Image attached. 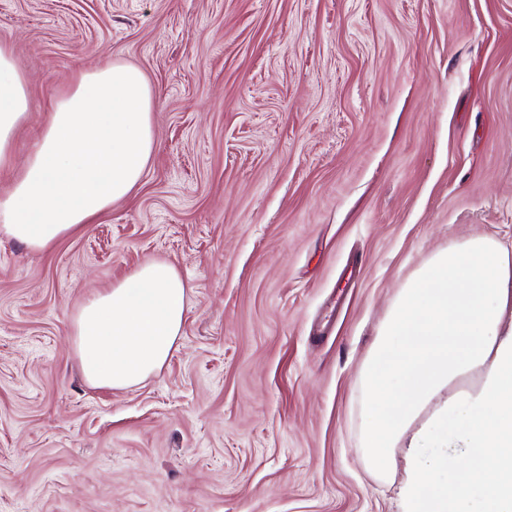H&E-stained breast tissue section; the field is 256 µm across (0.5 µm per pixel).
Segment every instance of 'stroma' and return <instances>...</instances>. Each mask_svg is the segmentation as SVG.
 I'll use <instances>...</instances> for the list:
<instances>
[{"instance_id": "35a3bbf8", "label": "stroma", "mask_w": 512, "mask_h": 512, "mask_svg": "<svg viewBox=\"0 0 512 512\" xmlns=\"http://www.w3.org/2000/svg\"><path fill=\"white\" fill-rule=\"evenodd\" d=\"M36 147L74 71L154 95L130 197L35 252L0 240V512H406L429 448L361 446V368L400 288L512 247V0H0ZM172 262L183 334L129 391L69 340L95 289Z\"/></svg>"}]
</instances>
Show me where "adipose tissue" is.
I'll use <instances>...</instances> for the list:
<instances>
[{"mask_svg": "<svg viewBox=\"0 0 512 512\" xmlns=\"http://www.w3.org/2000/svg\"><path fill=\"white\" fill-rule=\"evenodd\" d=\"M155 99L145 73L113 60L73 76L38 147L0 194V238L42 252L98 222L143 179ZM30 100L0 41V169ZM189 286L150 260L95 291L72 320L81 374L132 389L157 374L182 334ZM363 446L385 470L392 448L435 444L413 464L407 512H512V250L489 237L450 244L409 279L362 369ZM462 446L466 456H448Z\"/></svg>", "mask_w": 512, "mask_h": 512, "instance_id": "adipose-tissue-1", "label": "adipose tissue"}]
</instances>
